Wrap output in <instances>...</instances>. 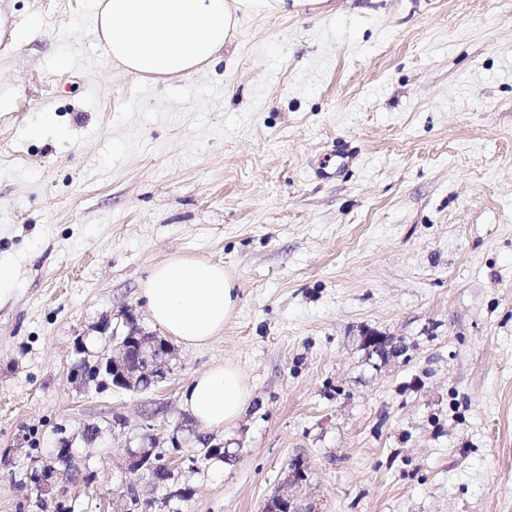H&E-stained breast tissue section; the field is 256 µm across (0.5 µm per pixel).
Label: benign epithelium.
I'll use <instances>...</instances> for the list:
<instances>
[{
  "mask_svg": "<svg viewBox=\"0 0 512 512\" xmlns=\"http://www.w3.org/2000/svg\"><path fill=\"white\" fill-rule=\"evenodd\" d=\"M126 331L118 332L110 321L102 322L100 332L107 337L104 348L94 354L89 351L84 338L75 343V350L82 355L77 372L100 379L108 388L115 385L132 393L151 389L167 380L173 345L159 336L149 340L136 327V319L128 316ZM175 457L161 448L128 449L127 470L131 474L146 475L157 480L161 472H173ZM67 480V475L41 465L35 468L33 490L44 499L54 495L56 488ZM263 512H319L315 507H303L298 500L279 490L266 501Z\"/></svg>",
  "mask_w": 512,
  "mask_h": 512,
  "instance_id": "1",
  "label": "benign epithelium"
}]
</instances>
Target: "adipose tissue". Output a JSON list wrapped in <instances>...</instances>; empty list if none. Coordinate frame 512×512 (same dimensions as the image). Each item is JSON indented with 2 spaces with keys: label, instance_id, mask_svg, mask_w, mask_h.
Returning <instances> with one entry per match:
<instances>
[{
  "label": "adipose tissue",
  "instance_id": "adipose-tissue-1",
  "mask_svg": "<svg viewBox=\"0 0 512 512\" xmlns=\"http://www.w3.org/2000/svg\"><path fill=\"white\" fill-rule=\"evenodd\" d=\"M302 0H96L95 33L113 63L165 81L219 60L242 17L284 12ZM152 319L187 346L207 345L223 329L239 298L223 266L173 256L152 270L139 290ZM250 393L229 363L195 376L181 397L199 424L221 429L246 410Z\"/></svg>",
  "mask_w": 512,
  "mask_h": 512
}]
</instances>
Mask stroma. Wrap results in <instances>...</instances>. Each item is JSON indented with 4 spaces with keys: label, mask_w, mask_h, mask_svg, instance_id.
Wrapping results in <instances>:
<instances>
[{
    "label": "stroma",
    "mask_w": 512,
    "mask_h": 512,
    "mask_svg": "<svg viewBox=\"0 0 512 512\" xmlns=\"http://www.w3.org/2000/svg\"><path fill=\"white\" fill-rule=\"evenodd\" d=\"M93 13L0 0V512L129 507V449L177 427L224 465L141 480L149 512H262L294 463L318 512H512V0L249 15L165 83L113 64ZM175 254L235 278L223 332L175 343L159 392L76 383L103 319L161 335L139 289ZM224 362L251 402L209 429L181 394ZM70 437L78 481L38 499ZM67 476V473H60L47 465L38 466L33 475V490L41 499L53 496L56 488L68 479Z\"/></svg>",
    "instance_id": "stroma-1"
}]
</instances>
